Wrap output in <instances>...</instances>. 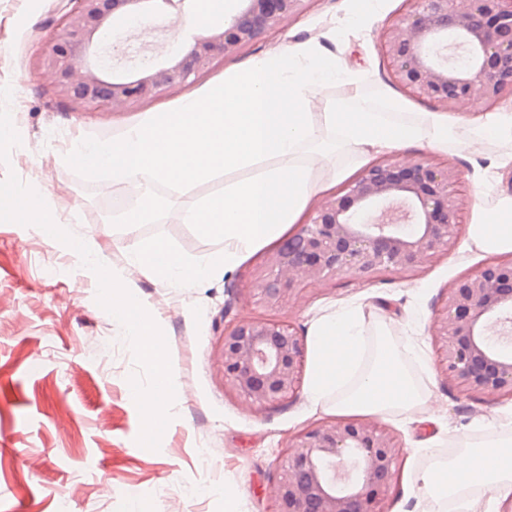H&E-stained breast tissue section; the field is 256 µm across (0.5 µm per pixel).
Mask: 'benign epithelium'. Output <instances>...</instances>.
I'll return each instance as SVG.
<instances>
[{"instance_id": "obj_1", "label": "benign epithelium", "mask_w": 512, "mask_h": 512, "mask_svg": "<svg viewBox=\"0 0 512 512\" xmlns=\"http://www.w3.org/2000/svg\"><path fill=\"white\" fill-rule=\"evenodd\" d=\"M183 0H70L60 33L41 56L57 95L84 109L133 108L208 71L219 52L233 53L278 32L308 0H235L218 26L194 38L183 54L116 75L99 35L126 17ZM383 48L393 82L448 109L471 102L485 109L512 99V0H411L388 24ZM462 173L426 158L385 156L322 199L311 222L284 240L249 289L276 309L297 299L308 281L349 274H414L458 238ZM512 334V258L485 264L453 282L432 322L441 362L461 387L512 397V352L490 336L495 323ZM305 349L286 320H244L224 328V387L261 412L298 392ZM399 445L373 420L323 421L284 446L277 512H383Z\"/></svg>"}]
</instances>
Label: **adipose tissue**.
I'll return each instance as SVG.
<instances>
[{
  "mask_svg": "<svg viewBox=\"0 0 512 512\" xmlns=\"http://www.w3.org/2000/svg\"><path fill=\"white\" fill-rule=\"evenodd\" d=\"M471 239L484 252L512 251V200L483 213L473 225ZM372 363L362 366L364 352ZM414 345L396 348L372 341L362 315L353 310L336 312L318 328L315 364L308 392L315 402H331L339 415L408 413L425 401L424 393L409 374L404 360L416 356ZM487 441L465 446L448 460L435 463L421 478L423 489L438 512H472L470 499L459 496L460 487L477 484L495 498L512 496V427L490 430Z\"/></svg>",
  "mask_w": 512,
  "mask_h": 512,
  "instance_id": "1",
  "label": "adipose tissue"
}]
</instances>
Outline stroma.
I'll return each instance as SVG.
<instances>
[{
  "label": "stroma",
  "instance_id": "obj_1",
  "mask_svg": "<svg viewBox=\"0 0 512 512\" xmlns=\"http://www.w3.org/2000/svg\"><path fill=\"white\" fill-rule=\"evenodd\" d=\"M67 0H0V85L13 89L10 104L21 143L0 164L34 187L54 221L76 237L95 242L106 264L124 266L148 237L168 236L186 255L207 258L223 242L201 237L183 216L203 196L223 186L216 179L192 190L166 191L171 211L157 223L128 233L111 225L106 204L131 209L139 188L81 177L65 162L73 139L109 140L147 115L168 112L186 97L204 93L253 59L311 47L347 63L364 88L387 96L398 119L432 111L454 138L447 149L412 148L399 160L427 158L455 165L463 174L460 236L449 254L415 276L388 272L368 281L341 274L309 283L296 301L268 309L250 297L273 245L194 288H166L132 280L131 292L164 331L176 389L175 409L159 450L140 446L141 421L129 379L136 374L118 321L96 302L97 278L78 254L35 226L0 222V512H275L280 451L307 426L331 420L316 405L307 383L314 368L321 319L336 309L361 310L370 333L401 347L413 343L422 363H409L428 387L425 404L410 416L389 413L380 421L402 452L385 499V512H434L416 480L446 450L474 441L489 424L512 419V398L467 392L445 378L430 326L449 285L490 262L470 240L481 210L512 199V139L491 137L478 152L458 149L482 109L461 103L431 109L388 78L380 49L384 28L408 9L407 0H383L380 14L346 30L358 0H308L284 28L233 55L170 93L125 110L75 108L54 96L52 76L39 57L57 35ZM368 148L337 149L328 161L338 177L329 193L378 160ZM292 321L305 347L296 398L254 413L224 388L219 350L224 327L244 319Z\"/></svg>",
  "mask_w": 512,
  "mask_h": 512
}]
</instances>
